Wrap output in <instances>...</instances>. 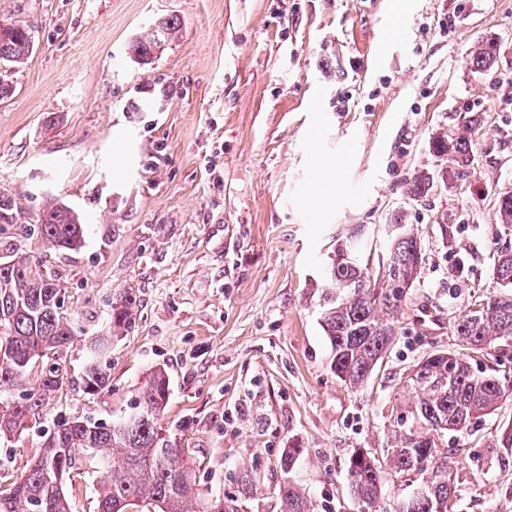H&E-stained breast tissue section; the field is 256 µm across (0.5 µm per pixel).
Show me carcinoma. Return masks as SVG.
<instances>
[{"label":"carcinoma","mask_w":512,"mask_h":512,"mask_svg":"<svg viewBox=\"0 0 512 512\" xmlns=\"http://www.w3.org/2000/svg\"><path fill=\"white\" fill-rule=\"evenodd\" d=\"M177 22L164 20L135 40L131 54L150 58L172 36ZM30 26L20 21L0 24V62L21 65L32 53ZM500 52L499 41L479 42L468 54L469 70L476 76L492 71ZM481 116L471 113L460 127L431 137L430 151L444 162L438 177L444 187L456 188L469 177ZM434 188L425 171L412 176L408 194L427 196ZM497 223L512 228V192L495 198ZM19 212L0 196V227L17 223ZM397 234L383 263L372 275L360 262L362 240L350 232L336 256L326 287L321 325L330 349V369L352 387L365 382L395 339V313L410 288L419 280L424 248L417 233L394 221ZM86 221L64 204L50 203L36 218L35 230L26 234L48 251L79 250L85 240ZM12 263L0 265V440L33 428L41 418L45 397L64 382L62 351L74 336L70 313L60 310L61 288L56 276L46 277L47 260L36 257L20 243H9ZM494 279L500 288L454 320L453 330L466 352L438 351L412 369L402 392L409 396L406 414L396 418L395 447L379 459L368 449L355 450L347 475L353 499L369 508L379 502L387 476L415 477L417 491L399 498L398 512H453L455 482L448 456L437 455L439 442L450 433L468 430L483 416L512 396L502 375L474 371V354L503 352L512 347V249L497 252ZM130 296L112 306L101 334L86 344L82 373L84 392L110 388L109 358L112 340L127 331L131 320ZM40 374L39 389L14 396L29 377ZM169 392L166 371L149 373L136 397L134 412L110 423L92 419L60 420L40 431L39 451L29 469L7 490H0V512H71L66 479L76 461L101 473L97 512H124L134 502L155 506L157 512H212L224 500L199 488L190 460L163 433L161 425ZM302 449L295 443L280 458L283 480L278 486L281 512H313L314 507L291 478Z\"/></svg>","instance_id":"cac0c4a2"}]
</instances>
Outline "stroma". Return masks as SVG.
I'll use <instances>...</instances> for the list:
<instances>
[{
    "mask_svg": "<svg viewBox=\"0 0 512 512\" xmlns=\"http://www.w3.org/2000/svg\"><path fill=\"white\" fill-rule=\"evenodd\" d=\"M168 17L174 36L135 60L130 44ZM16 20L34 49L0 99V195L27 224L52 198L85 216L84 246L51 262L78 342L97 335L117 297L133 300L111 391L84 393L71 352L44 424L111 420L160 366L165 434L188 449L200 488L223 494L224 512H280L279 458L293 440L303 448L293 477L314 512H355L349 457L393 446L405 410L395 386L423 356L456 349L455 318L497 289L494 195L512 189V0H0V22ZM492 35L499 65L473 77L467 55ZM466 112L483 119L469 178L410 198L412 175L441 167L431 137ZM119 130L132 145L125 168ZM400 213L424 268L397 312L395 345L353 388L329 366L322 284L356 227L362 263L377 268ZM510 424L509 399L449 439L456 512H512L499 492L512 482L500 446ZM38 442L31 430L1 442L0 478H20Z\"/></svg>",
    "mask_w": 512,
    "mask_h": 512,
    "instance_id": "obj_1",
    "label": "stroma"
}]
</instances>
